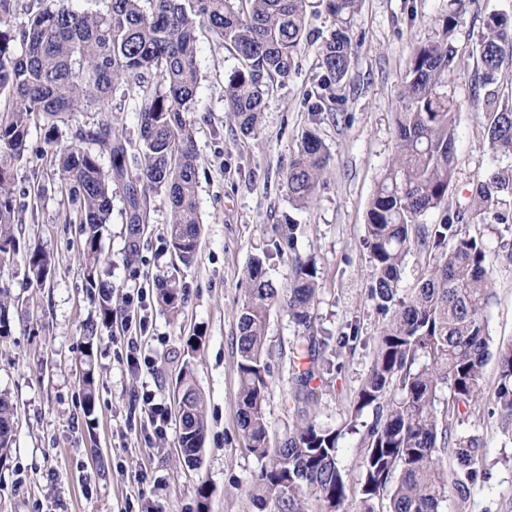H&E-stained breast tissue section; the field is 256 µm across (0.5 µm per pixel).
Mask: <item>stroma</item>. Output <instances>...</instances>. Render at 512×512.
Returning a JSON list of instances; mask_svg holds the SVG:
<instances>
[{
  "instance_id": "obj_1",
  "label": "stroma",
  "mask_w": 512,
  "mask_h": 512,
  "mask_svg": "<svg viewBox=\"0 0 512 512\" xmlns=\"http://www.w3.org/2000/svg\"><path fill=\"white\" fill-rule=\"evenodd\" d=\"M452 0H363L351 21L356 45L346 77L334 85L329 112L314 118L310 95L322 71L318 50L335 27L323 0H308L307 42L298 65L266 97L256 134L240 133L224 109V87L242 68L241 58L207 27L197 37L198 88L190 117L199 157L197 199L201 244L194 263L175 257L166 232L170 220L164 193L147 198L148 224L132 234L125 182L112 184V212L102 230L100 275L112 285L111 328L87 338L84 326L97 317L78 259L77 225L49 168L54 145H71L91 121L111 123L127 141L128 170L140 164L138 115L131 92L117 89L105 112L71 114L57 131L33 124L25 156L12 171L18 222L16 253L0 262V286L8 291L10 333L0 336V391L17 415L14 441L0 459V512H199L197 488L206 485L209 512H267L246 489L261 462L245 448L238 423L236 312L252 257L263 258L268 276L288 288L292 257H313L319 284L315 327L337 337L357 326L353 349L318 382L310 407L319 425L343 429L338 459L348 472V494L359 496L357 461L361 437L373 420L365 409L355 429H346L357 390L372 364L382 318L368 297L371 267L364 247L367 210L376 186L396 155L395 114L412 50L442 36ZM493 11L512 15V0H465L451 40L465 65L448 81L459 104L456 175L449 196L467 210L468 189L488 167L512 158L493 155L487 139L486 97L512 103V60L494 84L482 87L479 35ZM329 155L327 171L308 207H296L285 177L309 130ZM40 183L43 196L29 190ZM299 224L295 254L273 247L275 225ZM512 239L504 225L488 223L483 240L495 282L486 308L490 348L512 343V260L502 244ZM41 246L53 258L51 275L28 284L27 256ZM176 278L178 313L158 303V281ZM204 343L188 353L186 340ZM298 330L287 311L269 315L265 359L270 367L265 417L271 446H278L291 419L288 356ZM91 357L96 403L85 415L79 369ZM191 367L203 398L208 431L200 466L179 455L176 383ZM163 405L167 420L155 428L141 412L144 393ZM469 428L485 446V465L466 492L449 489L441 512H512V440L495 420L476 409Z\"/></svg>"
}]
</instances>
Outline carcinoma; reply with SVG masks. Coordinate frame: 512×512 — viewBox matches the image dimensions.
I'll return each mask as SVG.
<instances>
[{
    "instance_id": "1",
    "label": "carcinoma",
    "mask_w": 512,
    "mask_h": 512,
    "mask_svg": "<svg viewBox=\"0 0 512 512\" xmlns=\"http://www.w3.org/2000/svg\"><path fill=\"white\" fill-rule=\"evenodd\" d=\"M69 2L51 0L18 27L12 0H0V96L11 102L0 111V259L15 252L10 179L24 157L31 124L41 119L54 125L73 112H104L112 91L123 85L135 97L143 157L137 177L129 182L130 223H148L144 194L165 191L169 243L188 265L201 238L198 156L190 120L198 83L197 26L207 25L243 60L225 86V110L240 132L249 135L257 130L265 96L274 82L288 77L304 48L307 0H104L105 8L94 12L75 11ZM361 4L326 0L336 27L319 50L324 91L349 71L354 52L349 24ZM455 22L448 17L443 37L416 47L409 58L395 113L397 156L369 204V297L386 322L350 412L352 423L367 407L374 413L358 463L357 512H439L448 497L445 454L454 456L453 484L460 491L484 460L483 442L466 424L491 357L485 311L493 279L480 225L462 223L461 213L448 206L459 109L446 90L460 65L449 40ZM479 45L478 79L492 84L512 53V16L490 13ZM487 136L492 153L512 155V105L493 109ZM78 139L101 145L110 157L106 170L101 156L78 145L55 149L50 156L71 222L80 225L81 270L100 320L87 327L92 337L98 326H112V286L98 275L101 228L112 207L110 181L128 175L127 146L106 123L80 130ZM328 161L321 139L308 132L286 174L288 195L296 205L311 202ZM470 203L475 215L508 223L512 167H493L479 176ZM433 210L442 211L439 223H424ZM299 231L298 224L275 227L290 250ZM413 250L427 254L429 261L420 286L404 299L399 297L400 282ZM49 271L47 253L31 248L27 279L40 284ZM316 277L315 263L296 257L293 280L282 290L254 257L237 313L239 425L246 449L262 461L249 494L270 506L269 512H349L347 473L338 461L341 430L318 426L308 406L320 368L333 365L357 335L321 338L312 331ZM159 299L170 310L178 307L175 281L159 283ZM275 305L288 309L299 336L289 356L291 423L280 445L272 448L264 414L270 376L264 355L267 318ZM496 359L498 384L488 415L511 438L512 346L498 349ZM81 381L84 411L90 416L95 407L91 368L84 369ZM176 388L186 405L179 420L180 454L186 464L196 466L207 425L190 367L184 368ZM15 412L8 397L0 395V459L13 443Z\"/></svg>"
}]
</instances>
